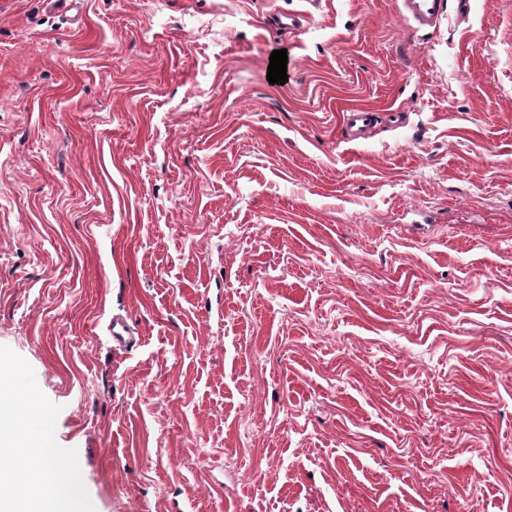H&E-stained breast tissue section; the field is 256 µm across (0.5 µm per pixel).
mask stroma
Returning <instances> with one entry per match:
<instances>
[{
  "mask_svg": "<svg viewBox=\"0 0 512 512\" xmlns=\"http://www.w3.org/2000/svg\"><path fill=\"white\" fill-rule=\"evenodd\" d=\"M445 3L0 0V397L84 512H512V0ZM400 14L416 30L435 28L443 12V0H398ZM378 114L370 109H354L346 118V125L353 139L361 138V134L377 121Z\"/></svg>",
  "mask_w": 512,
  "mask_h": 512,
  "instance_id": "stroma-1",
  "label": "stroma"
}]
</instances>
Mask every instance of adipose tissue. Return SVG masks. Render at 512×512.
Here are the masks:
<instances>
[{
    "mask_svg": "<svg viewBox=\"0 0 512 512\" xmlns=\"http://www.w3.org/2000/svg\"><path fill=\"white\" fill-rule=\"evenodd\" d=\"M50 430L47 407L35 404L23 415L16 403L0 401V439L7 444V460L0 464V494L9 512H51L58 475L45 453Z\"/></svg>",
    "mask_w": 512,
    "mask_h": 512,
    "instance_id": "adipose-tissue-1",
    "label": "adipose tissue"
}]
</instances>
